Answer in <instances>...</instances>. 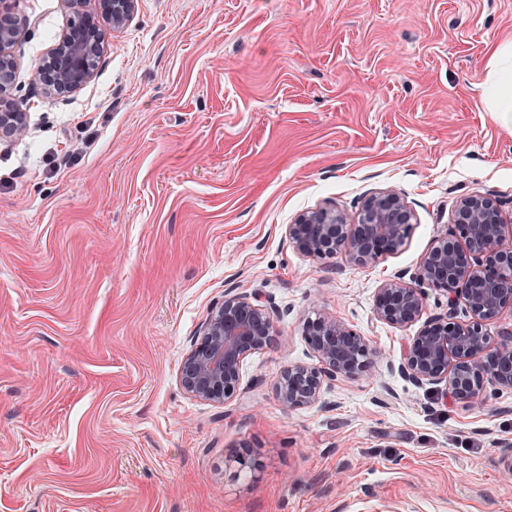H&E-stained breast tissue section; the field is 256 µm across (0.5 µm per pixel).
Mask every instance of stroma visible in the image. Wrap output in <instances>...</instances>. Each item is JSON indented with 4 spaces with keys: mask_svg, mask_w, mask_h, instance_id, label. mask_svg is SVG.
<instances>
[{
    "mask_svg": "<svg viewBox=\"0 0 512 512\" xmlns=\"http://www.w3.org/2000/svg\"><path fill=\"white\" fill-rule=\"evenodd\" d=\"M11 10L27 131L0 141V512H512V388L412 385L388 364L418 325L373 312L462 198L512 213V130L477 89L512 0H138L123 28L99 20L95 78L58 99L36 72L70 13ZM390 188L415 220L376 262L285 234ZM228 291L278 315L217 405L179 373ZM317 311L377 364L289 410L273 385L316 365Z\"/></svg>",
    "mask_w": 512,
    "mask_h": 512,
    "instance_id": "35a3bbf8",
    "label": "stroma"
}]
</instances>
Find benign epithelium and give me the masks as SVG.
I'll use <instances>...</instances> for the list:
<instances>
[{
    "mask_svg": "<svg viewBox=\"0 0 512 512\" xmlns=\"http://www.w3.org/2000/svg\"><path fill=\"white\" fill-rule=\"evenodd\" d=\"M9 0H0V138L26 131V113L14 94L18 68L13 48L22 20L13 16ZM73 8L94 3V10L77 13L60 42L38 68L49 95L75 92L94 76L95 60L103 52L98 43L96 17L120 29L137 0H63ZM414 221L413 210L396 192L381 191L363 203L356 222L340 210L318 209L299 215L286 234L302 254L319 258L345 255L367 265L396 251ZM512 218L490 194L460 200L453 229L441 236L421 259L415 281L448 297V316L423 323L405 346L398 365L402 377L416 386L442 387L457 400L479 398L484 384L512 388V330L493 338L484 326L504 310L512 311ZM471 316L454 320L458 300ZM422 289L388 279L377 288L374 312L378 319L399 327L414 324L423 309ZM274 311L260 298L245 292L224 294L209 312L200 342L186 354L180 385L189 395L223 404L239 389L247 355L271 344ZM318 365H291L274 383L279 402L288 409L319 400L323 386L339 379L367 375L376 352L340 318L323 312L303 324Z\"/></svg>",
    "mask_w": 512,
    "mask_h": 512,
    "instance_id": "benign-epithelium-1",
    "label": "benign epithelium"
}]
</instances>
